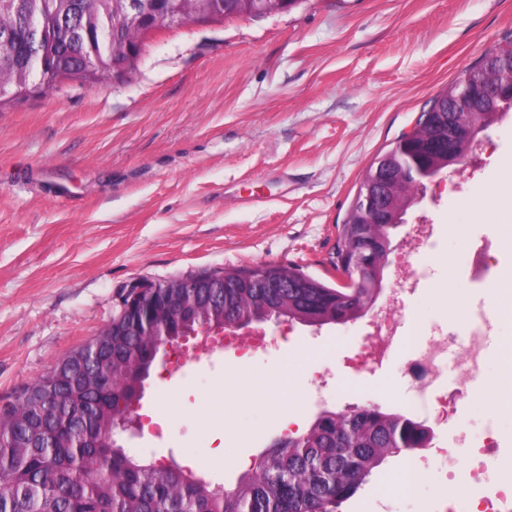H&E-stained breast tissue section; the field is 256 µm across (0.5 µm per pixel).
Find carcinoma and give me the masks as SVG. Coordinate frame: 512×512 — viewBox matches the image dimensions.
<instances>
[{
	"label": "carcinoma",
	"mask_w": 512,
	"mask_h": 512,
	"mask_svg": "<svg viewBox=\"0 0 512 512\" xmlns=\"http://www.w3.org/2000/svg\"><path fill=\"white\" fill-rule=\"evenodd\" d=\"M184 15L205 13L224 20L232 4L224 0H184ZM136 33L113 0H0V108L67 82L83 85L112 76L114 63L137 68L141 52L118 57ZM478 90L469 120L486 112L512 110V56L486 53L472 67ZM453 87L437 99L433 122H448ZM475 138L459 135L451 149H431L422 138L383 152L420 174L390 197L383 224L338 225L336 261L349 266L354 243L371 248L364 261L377 266L388 256L392 231L404 220L410 197L434 169L467 158ZM275 266L227 268L224 316L239 321L294 318L344 325L363 317L377 301L374 279L356 288L332 286L297 268H288L286 288H256L249 282L274 277ZM216 271L210 275L220 274ZM219 313L204 308L191 318H172L162 336H110L102 339L101 368L82 369L85 346L73 350L60 372L52 398L43 383L25 385L0 406V512H338L366 483L373 469L401 451L430 443L424 424L379 406L346 413L324 411L299 435H290L259 457L235 487L214 486L175 462H146L131 454L112 430L127 417V406L141 401L145 377L166 343L205 330Z\"/></svg>",
	"instance_id": "obj_1"
}]
</instances>
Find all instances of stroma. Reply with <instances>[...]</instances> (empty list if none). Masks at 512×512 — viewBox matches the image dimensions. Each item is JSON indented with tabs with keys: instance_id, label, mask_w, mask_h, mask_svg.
<instances>
[{
	"instance_id": "35a3bbf8",
	"label": "stroma",
	"mask_w": 512,
	"mask_h": 512,
	"mask_svg": "<svg viewBox=\"0 0 512 512\" xmlns=\"http://www.w3.org/2000/svg\"><path fill=\"white\" fill-rule=\"evenodd\" d=\"M510 41L512 0H300L261 18L174 27L146 38L124 79L1 108L0 402L92 339L133 284L256 265L335 280L336 226L365 170L449 84ZM480 138L474 170L427 182L393 236L404 248L422 214L437 228L436 245L416 256L430 277L406 298L403 331L418 344L432 326L463 328L449 298L491 299L465 270L471 242L498 238L490 211L512 158V112ZM358 327L268 322L267 333L288 341L206 367L182 353L151 370L126 447L231 487L243 472L237 457L257 458L283 438L282 409L303 429L319 410L369 400L405 410L415 389L401 351L377 372L345 371ZM510 342L512 321L498 318L484 376L457 412L477 435L495 418L498 447L485 466L507 484L512 407L483 393L512 383L500 358ZM234 362L264 377L325 373L324 398L309 406L306 387L250 403L225 369ZM423 456L388 457L340 512H440L444 493L477 495L467 461L448 475L421 469Z\"/></svg>"
}]
</instances>
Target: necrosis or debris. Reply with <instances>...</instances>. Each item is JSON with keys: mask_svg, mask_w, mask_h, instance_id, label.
<instances>
[{"mask_svg": "<svg viewBox=\"0 0 512 512\" xmlns=\"http://www.w3.org/2000/svg\"><path fill=\"white\" fill-rule=\"evenodd\" d=\"M435 229L427 221L413 225L410 242L400 253L392 271L393 286L390 290L384 316L371 319L362 331V342L349 358L348 366L355 372L371 370L381 365L394 349H402L410 376L417 388L415 399L408 404V411L426 417L435 425L445 426L457 412V404L468 383L482 373L485 349L482 345L489 336L493 322L503 312L504 303L478 306L469 314L462 332L454 334L438 330L428 345L414 346L401 330L405 311L404 294L418 288L427 278L423 267L413 261L415 252L435 244ZM454 369L453 385L441 382L445 369ZM471 451L473 465H480L481 458L495 448V424L487 422L482 434L475 435L466 429H457L452 447H434L433 459L447 472L458 465L456 449Z\"/></svg>", "mask_w": 512, "mask_h": 512, "instance_id": "necrosis-or-debris-1", "label": "necrosis or debris"}]
</instances>
